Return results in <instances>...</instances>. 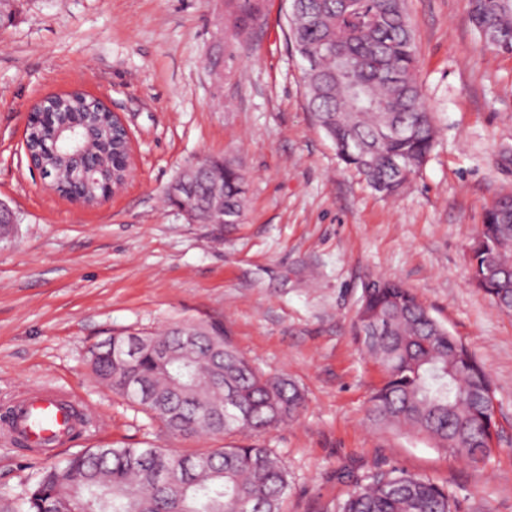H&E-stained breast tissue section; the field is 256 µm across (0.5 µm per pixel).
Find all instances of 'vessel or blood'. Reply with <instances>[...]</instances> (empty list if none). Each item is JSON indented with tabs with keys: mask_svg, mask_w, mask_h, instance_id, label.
Returning <instances> with one entry per match:
<instances>
[{
	"mask_svg": "<svg viewBox=\"0 0 512 512\" xmlns=\"http://www.w3.org/2000/svg\"><path fill=\"white\" fill-rule=\"evenodd\" d=\"M71 402L68 394L53 388L19 396L16 424L32 448L47 455L69 442L74 425Z\"/></svg>",
	"mask_w": 512,
	"mask_h": 512,
	"instance_id": "vessel-or-blood-1",
	"label": "vessel or blood"
}]
</instances>
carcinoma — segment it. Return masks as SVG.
Segmentation results:
<instances>
[{"label":"carcinoma","instance_id":"carcinoma-1","mask_svg":"<svg viewBox=\"0 0 512 512\" xmlns=\"http://www.w3.org/2000/svg\"><path fill=\"white\" fill-rule=\"evenodd\" d=\"M471 19L486 44L512 54V0H471ZM289 40L308 63L304 93L337 157L379 195H400L420 171L436 139L433 113L416 77L413 27L405 0H293ZM342 47L330 53L325 44ZM57 125L73 152L87 143L121 167L110 137L85 122V107L59 95ZM80 166H45L60 195L83 187ZM221 218L239 223L246 187L230 162L199 168L185 202L200 221L212 214L214 189ZM472 282L501 311L512 313V195L486 211L469 255ZM194 335L190 358L181 333ZM365 352L382 368V384L367 414L383 431L426 440L473 466L486 462L497 435L489 374L469 348L401 284L367 288L354 323ZM130 334L89 349L93 375L115 393L135 389L151 420L172 435H233L273 428L297 418L304 395L284 376L256 369L218 324L190 323L162 333ZM173 351L164 361L155 348ZM351 490L334 512H459L458 501L428 476L400 469L347 476ZM289 472L271 449L258 445L207 448L191 455L171 449L87 448L40 472L13 512H284Z\"/></svg>","mask_w":512,"mask_h":512}]
</instances>
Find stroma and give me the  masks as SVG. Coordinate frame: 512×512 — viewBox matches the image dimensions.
Segmentation results:
<instances>
[{"label":"stroma","instance_id":"1","mask_svg":"<svg viewBox=\"0 0 512 512\" xmlns=\"http://www.w3.org/2000/svg\"><path fill=\"white\" fill-rule=\"evenodd\" d=\"M417 73L438 129L407 189L376 195L339 161L304 96L288 0H8L0 27V408L31 388L73 395L93 425L58 456L0 435V498L97 446L275 450L290 474L286 512H332L347 475L403 469L448 486L462 512H512V313L470 280V247L491 204L512 194V54L488 47L470 0H406ZM73 89L126 125L137 168L94 207L30 171L28 115ZM202 157L247 184L241 224H203L166 203ZM409 288L493 380L499 437L484 465L376 429L382 382L353 323L365 285ZM219 323L262 372L291 378L299 417L250 434L174 437L98 384L89 348L112 335Z\"/></svg>","mask_w":512,"mask_h":512}]
</instances>
